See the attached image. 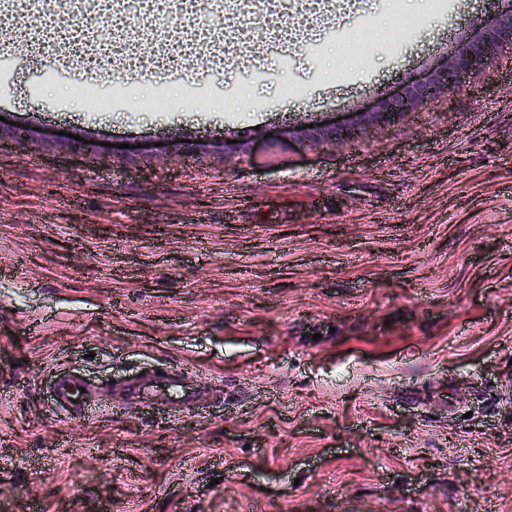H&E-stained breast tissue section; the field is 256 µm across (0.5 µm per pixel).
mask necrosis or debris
I'll return each mask as SVG.
<instances>
[{"mask_svg": "<svg viewBox=\"0 0 512 512\" xmlns=\"http://www.w3.org/2000/svg\"><path fill=\"white\" fill-rule=\"evenodd\" d=\"M249 0H125L114 7L113 0H83L82 7L65 20L58 19L50 0L39 7L19 9L10 19L18 37L30 49L53 58L58 46H66L69 58L77 60L83 71L101 75L117 72L153 74L177 72L189 77L199 68L198 50L213 36L222 40L219 55L203 68L222 74L230 55L239 44L262 40L268 51L286 58V48L297 30L309 27L327 8L329 0H301L297 16H289L287 0H266L257 23L247 16ZM218 16L220 30H213L209 18ZM173 17L156 48L150 67L127 55L126 43L119 34L137 30L149 36L159 19Z\"/></svg>", "mask_w": 512, "mask_h": 512, "instance_id": "obj_1", "label": "necrosis or debris"}]
</instances>
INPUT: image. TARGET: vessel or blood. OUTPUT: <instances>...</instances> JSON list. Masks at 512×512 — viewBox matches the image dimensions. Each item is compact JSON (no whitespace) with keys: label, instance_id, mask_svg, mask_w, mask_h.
Masks as SVG:
<instances>
[{"label":"vessel or blood","instance_id":"vessel-or-blood-1","mask_svg":"<svg viewBox=\"0 0 512 512\" xmlns=\"http://www.w3.org/2000/svg\"><path fill=\"white\" fill-rule=\"evenodd\" d=\"M86 385V380L80 377L56 376L50 398L52 408L64 413L92 411L93 406L83 392ZM119 395L129 404H137L152 397H164L163 407L171 418L180 417L217 398L216 391L208 385H188L182 372L176 369L138 373L123 382Z\"/></svg>","mask_w":512,"mask_h":512}]
</instances>
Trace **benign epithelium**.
Wrapping results in <instances>:
<instances>
[{"label": "benign epithelium", "instance_id": "7a95c632", "mask_svg": "<svg viewBox=\"0 0 512 512\" xmlns=\"http://www.w3.org/2000/svg\"><path fill=\"white\" fill-rule=\"evenodd\" d=\"M481 36L482 41L462 46L451 60L439 65L423 79L406 85L397 96L381 101L369 112L359 114L356 129H350L346 134L351 136L357 130L367 131L386 124L448 88L459 86L461 76L485 68L493 58L494 48L512 39V9L507 10L505 20L486 28Z\"/></svg>", "mask_w": 512, "mask_h": 512}]
</instances>
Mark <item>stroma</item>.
<instances>
[{
	"mask_svg": "<svg viewBox=\"0 0 512 512\" xmlns=\"http://www.w3.org/2000/svg\"><path fill=\"white\" fill-rule=\"evenodd\" d=\"M505 7L371 0V50L327 15L262 80L242 44L221 110L93 112L103 78L14 57L41 79L0 98V512H512V42L373 131L310 132ZM169 368L222 398L49 403L60 372Z\"/></svg>",
	"mask_w": 512,
	"mask_h": 512,
	"instance_id": "stroma-1",
	"label": "stroma"
}]
</instances>
